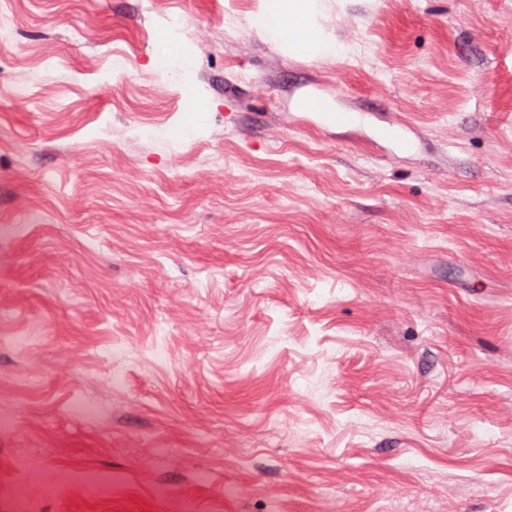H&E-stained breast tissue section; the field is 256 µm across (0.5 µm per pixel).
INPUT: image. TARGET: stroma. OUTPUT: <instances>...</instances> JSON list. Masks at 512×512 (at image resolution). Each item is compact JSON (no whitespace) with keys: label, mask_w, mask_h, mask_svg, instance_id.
Wrapping results in <instances>:
<instances>
[{"label":"stroma","mask_w":512,"mask_h":512,"mask_svg":"<svg viewBox=\"0 0 512 512\" xmlns=\"http://www.w3.org/2000/svg\"><path fill=\"white\" fill-rule=\"evenodd\" d=\"M321 4L0 0V512H512V0ZM320 10L316 0H268L255 22L269 39L288 43L297 55L334 56L340 47L316 34Z\"/></svg>","instance_id":"stroma-1"}]
</instances>
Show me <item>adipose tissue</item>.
Returning <instances> with one entry per match:
<instances>
[{
	"label": "adipose tissue",
	"instance_id": "adipose-tissue-1",
	"mask_svg": "<svg viewBox=\"0 0 512 512\" xmlns=\"http://www.w3.org/2000/svg\"><path fill=\"white\" fill-rule=\"evenodd\" d=\"M320 10L319 0H267L255 22L269 39L288 44L297 55L328 57L339 47L317 36Z\"/></svg>",
	"mask_w": 512,
	"mask_h": 512
}]
</instances>
